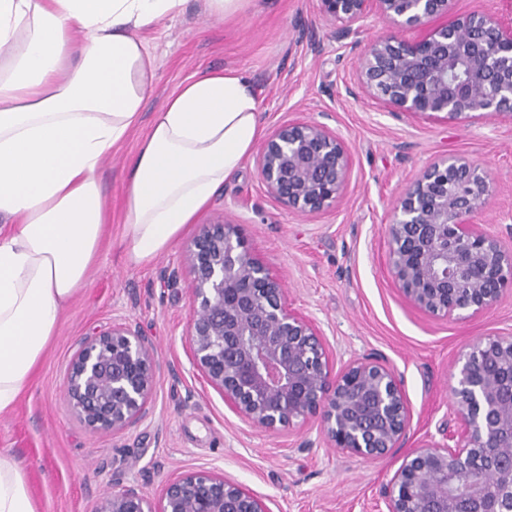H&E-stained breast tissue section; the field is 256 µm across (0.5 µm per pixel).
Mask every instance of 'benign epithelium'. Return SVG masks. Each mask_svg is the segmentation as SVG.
Here are the masks:
<instances>
[{"instance_id": "7a95c632", "label": "benign epithelium", "mask_w": 512, "mask_h": 512, "mask_svg": "<svg viewBox=\"0 0 512 512\" xmlns=\"http://www.w3.org/2000/svg\"><path fill=\"white\" fill-rule=\"evenodd\" d=\"M454 0H320L337 39L353 38L357 87L390 112L448 119L512 117V21L471 13L443 22ZM370 13L386 32L362 43L352 25ZM404 29L424 34L406 40ZM352 165L324 123L293 122L261 146L256 166L289 210L336 204ZM491 174L463 157L432 164L393 202L389 263L402 294L443 316H475L512 290V253L473 219ZM193 312L191 365L224 405L263 432L314 422L334 448L385 456L410 415L394 372L369 360L333 371L317 322L288 303L281 278L244 246L238 225L209 224L186 247ZM155 358L128 323L85 340L67 373L73 412L93 429L120 431L148 414ZM449 395L461 439L415 449L385 490L389 512H512V336L495 335L458 359ZM95 512H270L264 498L222 472L166 481L159 498L136 487L106 495Z\"/></svg>"}]
</instances>
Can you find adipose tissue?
<instances>
[{"label": "adipose tissue", "mask_w": 512, "mask_h": 512, "mask_svg": "<svg viewBox=\"0 0 512 512\" xmlns=\"http://www.w3.org/2000/svg\"><path fill=\"white\" fill-rule=\"evenodd\" d=\"M184 0H0V412L26 388L88 283L112 202L97 174L142 121L155 80L140 30ZM249 80L212 72L156 112L125 192L128 260L165 255L253 150ZM0 512H37L0 450Z\"/></svg>", "instance_id": "1"}]
</instances>
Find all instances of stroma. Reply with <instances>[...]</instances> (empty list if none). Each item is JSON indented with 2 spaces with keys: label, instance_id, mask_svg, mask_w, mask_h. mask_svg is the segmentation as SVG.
I'll return each mask as SVG.
<instances>
[{
  "label": "stroma",
  "instance_id": "35a3bbf8",
  "mask_svg": "<svg viewBox=\"0 0 512 512\" xmlns=\"http://www.w3.org/2000/svg\"><path fill=\"white\" fill-rule=\"evenodd\" d=\"M332 31L318 0H252L226 21L207 18L203 0H184L176 17L140 31L156 65L143 124L190 79L240 71L253 85L262 136L291 122H320L344 140L353 166L334 208L302 216L268 192L247 158L167 254L133 266L123 190L141 131L113 152L98 172L112 199L98 266L64 312L34 379L0 413V449L18 457L39 512H94L126 485L155 498L168 479L199 469L224 472L265 497L271 512H388L385 489L407 454L457 428L448 391L455 364L478 340L512 333V292L466 319L413 305L389 266L386 227L407 185L434 161L460 156L491 172L474 222L512 251V119L410 117L367 95H346L357 60ZM226 220L282 277L292 306L319 323L335 370L356 359L394 370L410 413L397 448L366 461L323 441L313 423L258 431L193 370L185 249L203 225ZM120 322L136 326L155 353L149 414L101 432L71 411L65 380L85 338Z\"/></svg>",
  "mask_w": 512,
  "mask_h": 512
}]
</instances>
